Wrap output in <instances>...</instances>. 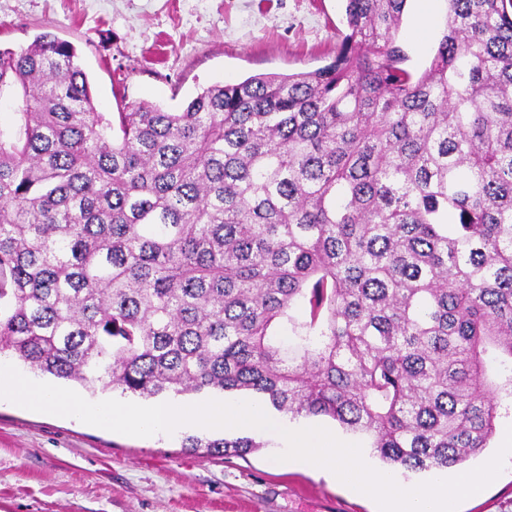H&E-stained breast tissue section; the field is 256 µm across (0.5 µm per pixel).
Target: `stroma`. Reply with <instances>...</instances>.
I'll use <instances>...</instances> for the list:
<instances>
[{
	"instance_id": "obj_1",
	"label": "stroma",
	"mask_w": 512,
	"mask_h": 512,
	"mask_svg": "<svg viewBox=\"0 0 512 512\" xmlns=\"http://www.w3.org/2000/svg\"><path fill=\"white\" fill-rule=\"evenodd\" d=\"M343 0H0V47L44 31L78 50L97 108L138 102L176 111L202 88L327 64ZM400 40L411 68L436 36L417 38L408 0ZM185 432L133 437L0 404V512H378L328 475L273 461V441L246 457L186 453ZM512 498V458L458 512H498Z\"/></svg>"
}]
</instances>
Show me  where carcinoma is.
<instances>
[{"label": "carcinoma", "mask_w": 512, "mask_h": 512, "mask_svg": "<svg viewBox=\"0 0 512 512\" xmlns=\"http://www.w3.org/2000/svg\"><path fill=\"white\" fill-rule=\"evenodd\" d=\"M318 69L97 110L74 45L0 49V354L89 391H253L390 471L512 419V0H345ZM248 438L183 445L243 457ZM416 1L418 2V22L423 37L420 39L424 42L426 35L432 30L438 10V2H440L439 23L429 36L427 44L424 48L419 46L417 38V15ZM409 0L403 15L402 28L400 32V40L406 50L409 61L407 65L421 72L427 66L434 50L437 46V38L446 14V2L441 0Z\"/></svg>", "instance_id": "carcinoma-1"}]
</instances>
